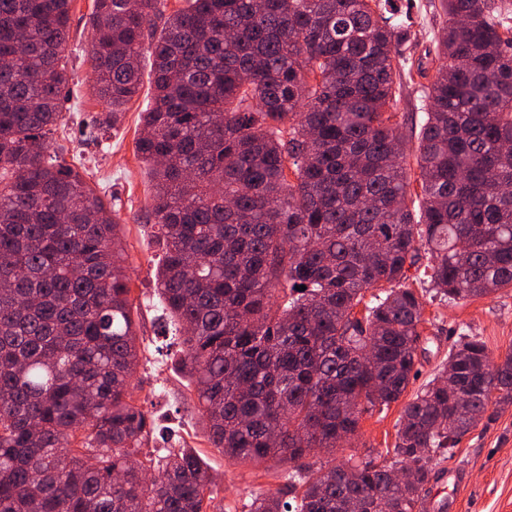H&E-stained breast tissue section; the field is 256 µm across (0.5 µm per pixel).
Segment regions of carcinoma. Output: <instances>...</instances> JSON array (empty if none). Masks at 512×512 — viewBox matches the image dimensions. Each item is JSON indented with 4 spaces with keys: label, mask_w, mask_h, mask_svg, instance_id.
Instances as JSON below:
<instances>
[{
    "label": "carcinoma",
    "mask_w": 512,
    "mask_h": 512,
    "mask_svg": "<svg viewBox=\"0 0 512 512\" xmlns=\"http://www.w3.org/2000/svg\"><path fill=\"white\" fill-rule=\"evenodd\" d=\"M71 3L0 0V512H208L195 450L130 462L153 422L131 391L126 244L49 152L67 122ZM158 3L94 0L95 126H121L149 58L136 152L165 247L156 286L207 440L234 462L296 463L416 376L411 269L450 301L512 286V8L438 0L448 65L424 94L414 195L395 0H186L157 31ZM448 365L405 405L393 462L287 471L300 501L257 493L248 512H416L436 460L512 404V353L496 362L462 336ZM401 463L415 484L393 482Z\"/></svg>",
    "instance_id": "obj_1"
}]
</instances>
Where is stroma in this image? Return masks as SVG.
I'll list each match as a JSON object with an SVG mask.
<instances>
[{
    "label": "stroma",
    "mask_w": 512,
    "mask_h": 512,
    "mask_svg": "<svg viewBox=\"0 0 512 512\" xmlns=\"http://www.w3.org/2000/svg\"><path fill=\"white\" fill-rule=\"evenodd\" d=\"M396 3L410 31L406 54L411 61H424L427 70L426 76L416 77L414 84L404 89L397 105L399 114L417 122L422 116L421 88L429 84L430 74L439 66L435 37L442 19L431 0ZM92 8L93 0H73L68 41L72 73L63 100L68 122L54 138L65 148L66 164L88 171L98 193L114 206L125 235L139 347L133 396L156 426L147 451L158 456L167 448L198 449L215 478L210 512H246L251 494L283 485L284 468L274 461L260 465L230 461L221 449L210 447L205 437L193 379L181 366L179 326L165 316L155 283L163 242L147 218L152 194L149 168L135 151L140 114L149 96L144 93L131 102L119 131L100 135L93 130L92 120L102 105L90 92ZM423 317L419 374L403 400L388 409L363 414L351 440L338 443L329 453L311 451L307 463L327 469L353 455H369L380 462L391 459L406 400L441 373L458 337H480L496 359L512 352L510 287L458 303L425 301ZM438 470L440 478L431 488L445 490L448 512H512V404L496 407L492 420L480 422L464 436L454 455L442 461Z\"/></svg>",
    "instance_id": "stroma-1"
}]
</instances>
